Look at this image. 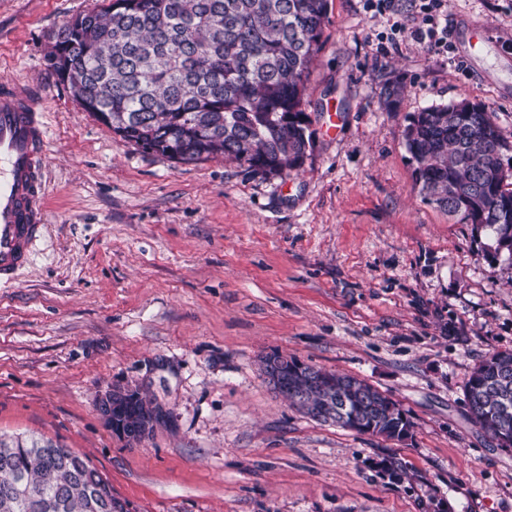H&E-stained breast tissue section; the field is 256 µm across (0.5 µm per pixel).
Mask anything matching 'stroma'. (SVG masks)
<instances>
[{
  "instance_id": "obj_1",
  "label": "stroma",
  "mask_w": 512,
  "mask_h": 512,
  "mask_svg": "<svg viewBox=\"0 0 512 512\" xmlns=\"http://www.w3.org/2000/svg\"><path fill=\"white\" fill-rule=\"evenodd\" d=\"M396 3L328 0L312 154L266 176L145 152L82 110L44 56L101 0H0V81L32 89L50 139L44 237L0 288V435L84 454L128 512H512V449L465 394L512 350V261L423 199L404 139L411 114L466 99L512 142V0H446L444 54L394 36L424 0ZM478 25L490 35L468 60ZM394 76L402 99L384 112ZM274 351L364 379L410 435L310 418L266 384ZM115 386L162 410L139 445L99 411ZM385 458L402 482L379 474Z\"/></svg>"
}]
</instances>
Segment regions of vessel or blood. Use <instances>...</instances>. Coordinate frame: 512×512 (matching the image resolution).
Returning <instances> with one entry per match:
<instances>
[{"instance_id": "1", "label": "vessel or blood", "mask_w": 512, "mask_h": 512, "mask_svg": "<svg viewBox=\"0 0 512 512\" xmlns=\"http://www.w3.org/2000/svg\"><path fill=\"white\" fill-rule=\"evenodd\" d=\"M48 127L29 89L0 82V288L33 261L46 224Z\"/></svg>"}]
</instances>
